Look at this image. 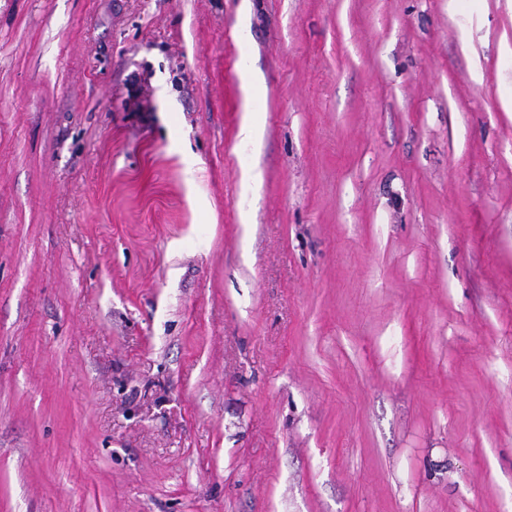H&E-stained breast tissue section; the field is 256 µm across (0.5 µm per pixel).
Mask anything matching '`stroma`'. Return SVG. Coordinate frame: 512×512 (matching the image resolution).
Returning a JSON list of instances; mask_svg holds the SVG:
<instances>
[{"instance_id":"stroma-1","label":"stroma","mask_w":512,"mask_h":512,"mask_svg":"<svg viewBox=\"0 0 512 512\" xmlns=\"http://www.w3.org/2000/svg\"><path fill=\"white\" fill-rule=\"evenodd\" d=\"M0 512H512V0H0Z\"/></svg>"}]
</instances>
